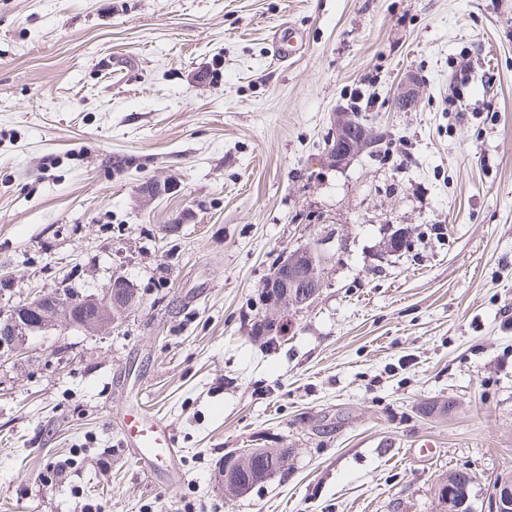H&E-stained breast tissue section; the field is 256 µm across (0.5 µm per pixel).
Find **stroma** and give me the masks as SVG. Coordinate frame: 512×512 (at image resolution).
I'll return each mask as SVG.
<instances>
[{"label":"stroma","instance_id":"1","mask_svg":"<svg viewBox=\"0 0 512 512\" xmlns=\"http://www.w3.org/2000/svg\"><path fill=\"white\" fill-rule=\"evenodd\" d=\"M356 96L380 140L339 169ZM317 242L320 295L269 309ZM115 277L141 303L112 328L0 357V512H433L451 468L483 512L512 474V0H0V314ZM141 407L179 484L127 452ZM240 448L288 463L229 499ZM333 120L334 128L327 142L325 156L330 165L340 168L370 147L372 131L367 123L355 119L351 112L338 110ZM325 255L316 246L298 248L276 264L264 284L267 304L275 309L303 310L320 294Z\"/></svg>","mask_w":512,"mask_h":512}]
</instances>
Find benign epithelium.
<instances>
[{
  "label": "benign epithelium",
  "mask_w": 512,
  "mask_h": 512,
  "mask_svg": "<svg viewBox=\"0 0 512 512\" xmlns=\"http://www.w3.org/2000/svg\"><path fill=\"white\" fill-rule=\"evenodd\" d=\"M416 84L415 78H409L408 84L395 97L394 111L409 112L416 106ZM333 120L334 128L325 156L329 164L340 168L370 147L372 131L367 123L342 110L334 113ZM324 264V253L314 245L290 252L276 264L266 280L265 301L275 309L299 311L309 307L324 286ZM138 303L136 291L121 277L113 278L100 294L41 295L0 317V353L20 357L29 336L50 330L96 332L117 323ZM256 452V448H243L224 457L221 477L225 494H247L265 481L263 472L257 473L250 482L239 481L240 465ZM453 493L454 489L450 487L445 495L435 497V512H471L470 497H455ZM487 504L485 512H512V479L506 475L494 479L488 491Z\"/></svg>",
  "instance_id": "benign-epithelium-1"
}]
</instances>
